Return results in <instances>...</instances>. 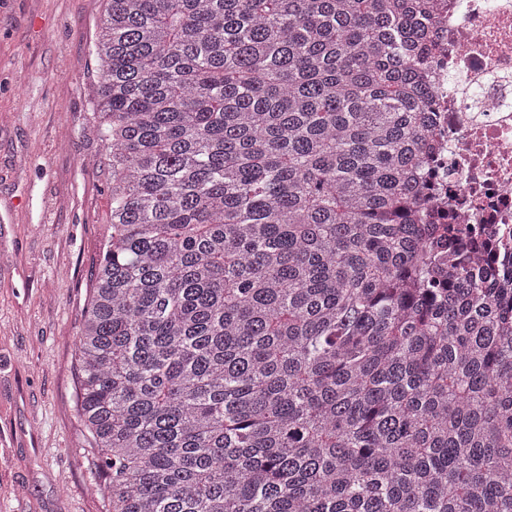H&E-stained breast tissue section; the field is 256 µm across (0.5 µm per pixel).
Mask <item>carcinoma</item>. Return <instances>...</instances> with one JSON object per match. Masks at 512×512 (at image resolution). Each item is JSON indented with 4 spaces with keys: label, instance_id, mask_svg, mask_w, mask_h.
Returning <instances> with one entry per match:
<instances>
[{
    "label": "carcinoma",
    "instance_id": "obj_1",
    "mask_svg": "<svg viewBox=\"0 0 512 512\" xmlns=\"http://www.w3.org/2000/svg\"><path fill=\"white\" fill-rule=\"evenodd\" d=\"M436 39L424 0H105L108 512H512V298L416 209Z\"/></svg>",
    "mask_w": 512,
    "mask_h": 512
}]
</instances>
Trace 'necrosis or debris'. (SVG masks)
<instances>
[{"label":"necrosis or debris","mask_w":512,"mask_h":512,"mask_svg":"<svg viewBox=\"0 0 512 512\" xmlns=\"http://www.w3.org/2000/svg\"><path fill=\"white\" fill-rule=\"evenodd\" d=\"M438 39L431 183L455 223L487 231L481 255L512 288V0H429Z\"/></svg>","instance_id":"1"}]
</instances>
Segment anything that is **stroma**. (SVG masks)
<instances>
[{"mask_svg": "<svg viewBox=\"0 0 512 512\" xmlns=\"http://www.w3.org/2000/svg\"><path fill=\"white\" fill-rule=\"evenodd\" d=\"M103 0H0V512H108L74 338L110 197L92 119Z\"/></svg>", "mask_w": 512, "mask_h": 512, "instance_id": "stroma-1", "label": "stroma"}]
</instances>
